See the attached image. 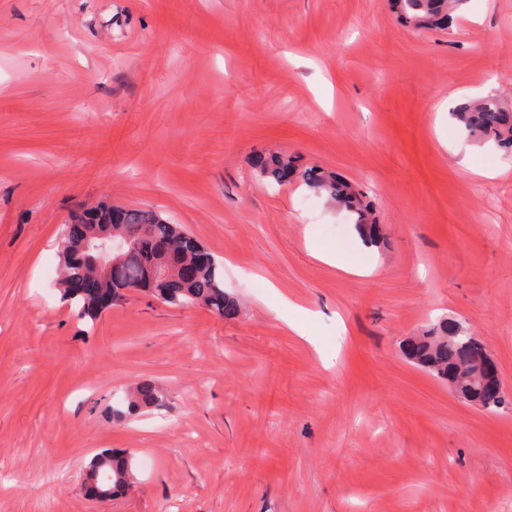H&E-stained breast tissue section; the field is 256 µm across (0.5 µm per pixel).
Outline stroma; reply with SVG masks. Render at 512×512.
<instances>
[{
  "instance_id": "35a3bbf8",
  "label": "stroma",
  "mask_w": 512,
  "mask_h": 512,
  "mask_svg": "<svg viewBox=\"0 0 512 512\" xmlns=\"http://www.w3.org/2000/svg\"><path fill=\"white\" fill-rule=\"evenodd\" d=\"M486 95L512 106V0L420 34L387 0H0V512H512V409L401 348L460 321L512 393V157L438 109ZM260 150L359 186L383 240ZM105 203L183 225L239 318L80 317L58 241ZM144 378L164 407L113 419ZM105 448L136 482L95 502ZM467 397L462 398L464 401L470 402L474 399L480 404V406L489 410H496L506 403L507 396L498 393L491 386L481 383L479 381L474 385V389L471 394H467Z\"/></svg>"
}]
</instances>
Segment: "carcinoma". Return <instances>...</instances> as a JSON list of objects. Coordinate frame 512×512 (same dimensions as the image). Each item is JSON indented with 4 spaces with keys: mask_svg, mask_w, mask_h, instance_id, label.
Segmentation results:
<instances>
[{
    "mask_svg": "<svg viewBox=\"0 0 512 512\" xmlns=\"http://www.w3.org/2000/svg\"><path fill=\"white\" fill-rule=\"evenodd\" d=\"M394 8L412 29L444 30L451 27L456 12L465 0H392ZM451 116L468 132L494 140L512 151V112L492 96L457 105ZM250 166L264 180L283 185L297 181L309 190L326 195L336 206L347 210L354 224L376 243L381 237L373 224V210L364 193L336 173L318 166H302L286 154L259 152ZM82 226V241L59 250L63 278L61 296L76 303L82 314L95 317L107 306L97 295H82L68 288L73 278L93 277L100 287L112 292L111 304L127 298V287L144 282L153 297L174 306H204L228 321L237 319L240 305L224 290L223 264L179 224H172L156 212L124 208L114 215L111 206L74 217ZM162 263L165 276L152 279L148 272ZM480 341L462 330L459 322L442 319L428 333L408 339L404 351L417 366L446 382L460 366L474 360ZM496 410L507 396L491 386L476 382L465 401ZM164 392L153 381L137 382L126 397V410L115 409L121 418L143 408L163 405ZM86 477H95L123 492L133 486L135 475L125 456L105 452L94 457Z\"/></svg>",
    "mask_w": 512,
    "mask_h": 512,
    "instance_id": "cac0c4a2",
    "label": "carcinoma"
}]
</instances>
